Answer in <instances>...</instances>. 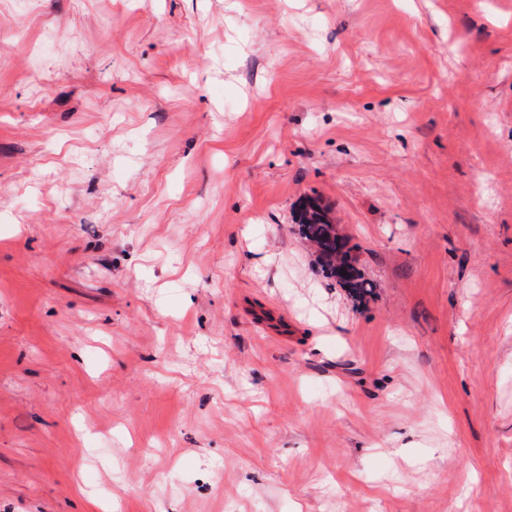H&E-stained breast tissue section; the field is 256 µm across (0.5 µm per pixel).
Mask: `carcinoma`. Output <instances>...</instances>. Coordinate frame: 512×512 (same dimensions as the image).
I'll return each mask as SVG.
<instances>
[{
    "label": "carcinoma",
    "mask_w": 512,
    "mask_h": 512,
    "mask_svg": "<svg viewBox=\"0 0 512 512\" xmlns=\"http://www.w3.org/2000/svg\"><path fill=\"white\" fill-rule=\"evenodd\" d=\"M298 233L315 249L327 276L357 298L373 294L374 286L366 279L352 255L349 239L341 235L329 218V209L315 198L306 199L298 215Z\"/></svg>",
    "instance_id": "1"
}]
</instances>
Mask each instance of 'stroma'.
<instances>
[{
    "mask_svg": "<svg viewBox=\"0 0 512 512\" xmlns=\"http://www.w3.org/2000/svg\"><path fill=\"white\" fill-rule=\"evenodd\" d=\"M0 512H512V0H0ZM297 224L298 233L314 247L328 277L357 299L373 294V283L361 273L357 259L351 254L354 248L349 245V239L339 233L336 224H332L326 205L315 198L306 199ZM341 270L345 275H341Z\"/></svg>",
    "mask_w": 512,
    "mask_h": 512,
    "instance_id": "1",
    "label": "stroma"
}]
</instances>
